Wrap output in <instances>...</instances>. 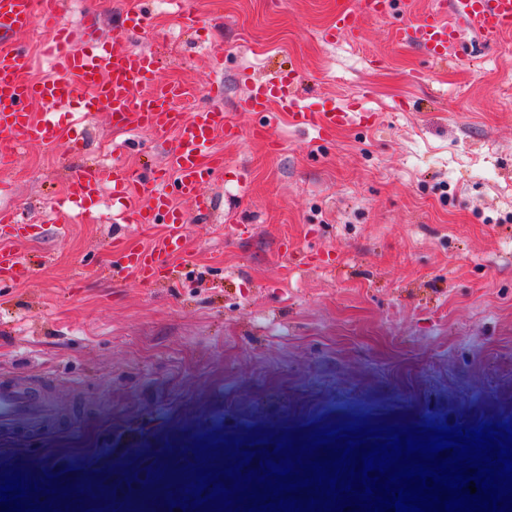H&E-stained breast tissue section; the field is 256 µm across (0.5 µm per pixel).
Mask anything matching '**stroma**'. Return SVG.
<instances>
[{
    "label": "stroma",
    "instance_id": "1",
    "mask_svg": "<svg viewBox=\"0 0 512 512\" xmlns=\"http://www.w3.org/2000/svg\"><path fill=\"white\" fill-rule=\"evenodd\" d=\"M127 2L65 0L59 24L79 46L108 39ZM143 4L129 44L155 53L157 81L187 87V113L217 94L243 133L211 144L224 174L203 188L210 214L175 197L186 246L148 281L113 278L112 240L144 247L165 224L113 223L108 186L94 221L62 222L54 201L72 169L163 163L173 135L114 131L102 109L82 119L80 152L33 144L0 172V209L19 219L0 248L31 269L0 288V383L57 408L41 428L0 430V463L98 470L223 426L336 414L512 421V33L488 45L462 30L441 63L395 33L448 0L397 2L355 41L326 36L336 0H189L195 34L168 0ZM45 39L0 46L23 45L42 79ZM282 74L361 122L320 136L242 109L251 83Z\"/></svg>",
    "mask_w": 512,
    "mask_h": 512
}]
</instances>
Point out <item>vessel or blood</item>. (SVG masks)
<instances>
[{
  "instance_id": "b4317fda",
  "label": "vessel or blood",
  "mask_w": 512,
  "mask_h": 512,
  "mask_svg": "<svg viewBox=\"0 0 512 512\" xmlns=\"http://www.w3.org/2000/svg\"><path fill=\"white\" fill-rule=\"evenodd\" d=\"M62 5L63 0H0V34H17L41 23L53 33L50 50L58 66L56 77L33 82L24 75V48L0 49V168L11 163L20 143L49 145L60 138L61 131L50 115L32 112L33 103L45 102L53 107L75 101L87 113L109 109L117 130L174 132L177 144L167 151L164 166L149 169L148 174L160 184L174 181L181 197L193 199L198 209H210L211 200L201 188L222 171L224 160L208 147L216 135L236 134L235 128L226 123L223 108L209 105L189 115L179 112L184 89L177 84L154 83L153 53L130 48L124 40L125 33L145 27L146 16L138 5L126 10L122 30L111 43L89 40L79 49L73 45L71 32L57 23ZM390 9V0H361L356 8L337 7L336 30L358 38L364 16L383 18ZM462 25L471 28L485 44H495L512 32V0H448L447 13H427L400 29L399 35L442 62L447 60ZM272 103L288 113L296 125L312 126L327 134L358 120L357 113L348 108L312 109L303 103L295 85L282 79L253 83L242 107L248 112H264ZM140 182L138 174L119 165L76 169L68 175V201L76 209L90 211L101 188L108 184L114 200L129 203ZM129 217L135 224L165 221L167 233L151 247L137 252L113 243L116 273L127 270L146 275L154 264L181 249L186 217L172 207L168 194L160 191L142 205L132 206ZM24 269L17 253L0 248V282L12 280ZM47 414V408L25 390L0 384V428L33 425Z\"/></svg>"
}]
</instances>
